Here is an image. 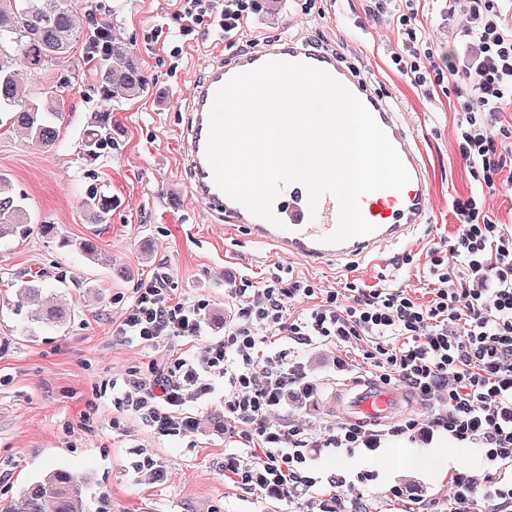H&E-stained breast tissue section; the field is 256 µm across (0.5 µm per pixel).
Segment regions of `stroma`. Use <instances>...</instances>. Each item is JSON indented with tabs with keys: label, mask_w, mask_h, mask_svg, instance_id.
<instances>
[{
	"label": "stroma",
	"mask_w": 512,
	"mask_h": 512,
	"mask_svg": "<svg viewBox=\"0 0 512 512\" xmlns=\"http://www.w3.org/2000/svg\"><path fill=\"white\" fill-rule=\"evenodd\" d=\"M400 0H316L303 14L296 0H281L276 12H256L230 50L262 47L283 37L319 43L359 60L363 73L406 112L419 134L428 169L432 228L399 247L385 265L354 272L315 270L278 255L246 234L229 237L225 227L199 213L180 163L186 153L182 117L192 81L211 60V46L223 40L216 28L183 35L180 0H121L116 32L132 45L149 79L143 96L116 103L112 114L120 147L86 165L79 143L93 112L103 103L93 91L94 73L82 76L69 94L59 141L47 150L20 133L0 134V174L28 198L39 220L58 236L98 243L95 260L63 250L56 238L31 228L22 238L0 241V296L41 277L45 300L70 309L66 328L24 333L25 317L0 311V498L18 497L46 466L89 475L88 512L101 498L112 512H319L320 497L307 494L275 500L247 492L224 473V457H249L250 450L215 418L224 409V390L214 391L191 411L201 418L191 436L155 435L141 421L118 411L110 381L150 361L187 355L196 343L174 342L145 349L112 339L140 280L167 274L178 297L208 302L206 337L222 335L230 315L224 291L233 280H265L286 271L324 287L351 280L364 286L404 288L427 300V256L448 247L457 229L456 197L477 183L454 141L455 96L435 90L425 96L396 71L393 52L402 37L392 19ZM423 16L418 39L433 42L455 65L472 60L476 47L462 27L467 0H416ZM116 200L105 224L93 223L84 201L90 185ZM295 356L319 383L318 395L299 424L310 440L314 468L345 476L336 512H448L451 472L468 467L479 480L493 473L478 444L450 438L435 429L426 442L388 436L380 448L334 450L321 445L326 427L338 423L336 388L342 380L327 347L299 346ZM165 466L161 481L138 468L143 458ZM366 481H358V474ZM399 496H392V489Z\"/></svg>",
	"instance_id": "stroma-1"
}]
</instances>
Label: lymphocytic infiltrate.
<instances>
[{"instance_id": "lymphocytic-infiltrate-1", "label": "lymphocytic infiltrate", "mask_w": 512, "mask_h": 512, "mask_svg": "<svg viewBox=\"0 0 512 512\" xmlns=\"http://www.w3.org/2000/svg\"><path fill=\"white\" fill-rule=\"evenodd\" d=\"M467 32L479 56L457 67L433 43L418 41L419 15L407 7L397 17L405 37L394 54L396 70L430 94L452 84L460 95L461 117L454 139L482 190L512 181V168L497 155V135L512 112V25L499 0H472ZM256 8L255 0H182L183 30L214 26L240 30ZM458 227L449 255L432 251L429 298L418 301L402 288H362L344 283L324 289L305 277L279 276L261 282L240 279L227 296L235 321L221 337L186 357L150 362L148 376L130 373L113 380L117 404L154 434L194 432L197 420L187 410L211 390L210 378L224 382V418L239 427L255 453L250 460L228 457L224 468L241 486L258 495L288 498L314 491L307 441L299 436L288 410L314 399L317 386L304 365L287 350H273V338L298 345L323 342L333 347L337 375L351 372L345 351L351 341L366 342L364 357L383 382L397 380L428 401L443 403L445 415L433 423L411 419L392 428L398 436L429 437L440 427L458 440L479 443L497 480L476 489L464 469L452 475L454 512H471L476 498L512 501V229L483 208L481 193L452 202ZM466 274L458 276L453 266ZM311 301L307 312L290 316L295 303ZM203 300L176 299L166 275L142 280L113 340L156 347L168 340H195L203 332Z\"/></svg>"}]
</instances>
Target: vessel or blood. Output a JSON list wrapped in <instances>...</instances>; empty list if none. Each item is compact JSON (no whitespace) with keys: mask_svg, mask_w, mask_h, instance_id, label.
Returning <instances> with one entry per match:
<instances>
[{"mask_svg":"<svg viewBox=\"0 0 512 512\" xmlns=\"http://www.w3.org/2000/svg\"><path fill=\"white\" fill-rule=\"evenodd\" d=\"M272 60L304 62L330 73L369 108L399 152L411 180L402 190H379L364 197L361 213L374 224L373 233L343 242L330 241L338 221L336 199L323 196L316 209H309L307 192L299 184L284 187L276 199L273 209L278 221L274 224L250 213L216 184L206 157L208 115L215 94L234 75ZM183 136L188 144L184 166L189 191L199 210L214 223L237 226L257 243L313 267L346 270L366 262L386 261L393 247L430 227L427 166L413 124L402 117L387 95L361 77L356 65L344 62L335 51L292 39L275 40L257 51L240 52L230 58L223 50H216L207 71L192 88ZM409 403L403 390L382 387L368 379L345 382L336 391L338 415L375 426L400 416Z\"/></svg>","mask_w":512,"mask_h":512,"instance_id":"1","label":"vessel or blood"}]
</instances>
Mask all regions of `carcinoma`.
Returning <instances> with one entry per match:
<instances>
[{
  "label": "carcinoma",
  "instance_id": "obj_1",
  "mask_svg": "<svg viewBox=\"0 0 512 512\" xmlns=\"http://www.w3.org/2000/svg\"><path fill=\"white\" fill-rule=\"evenodd\" d=\"M74 0H0V129L19 128L31 142L44 148L56 146L65 112L64 92L69 80L63 79L54 91L29 92L32 83L46 70L59 64L82 44L83 60L93 63L100 73L96 90L105 100L132 99L148 89V79L135 59L133 48L112 39L95 49L98 36L81 28L73 7ZM112 113H94L82 137L84 159L90 165L117 146ZM85 205L99 224L112 214V196L94 188L87 191ZM36 217L25 198L14 192L11 181L0 174V240L15 238L30 230ZM85 258H95L98 245L92 239L72 243ZM40 281L30 279L21 286L18 308L32 305L42 296ZM71 314L63 308L37 307L30 314L29 332L41 327L61 328ZM87 476L69 469L48 466L22 492L20 506L0 504V512H86L84 489Z\"/></svg>",
  "mask_w": 512,
  "mask_h": 512
}]
</instances>
